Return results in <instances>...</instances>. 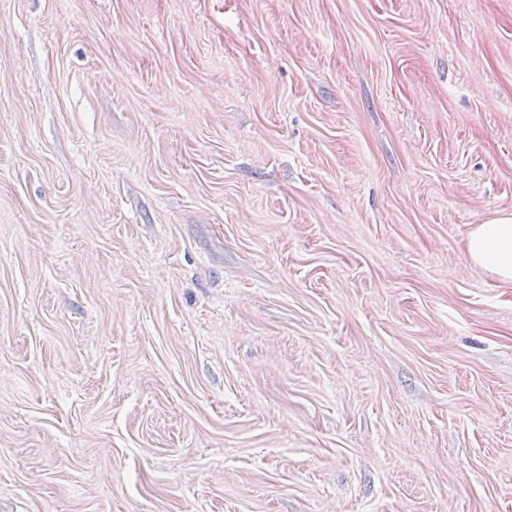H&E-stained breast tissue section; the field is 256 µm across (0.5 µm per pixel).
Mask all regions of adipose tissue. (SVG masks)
<instances>
[{"label":"adipose tissue","mask_w":512,"mask_h":512,"mask_svg":"<svg viewBox=\"0 0 512 512\" xmlns=\"http://www.w3.org/2000/svg\"><path fill=\"white\" fill-rule=\"evenodd\" d=\"M465 249L479 271L501 284H512V215H498L473 225L466 234Z\"/></svg>","instance_id":"adipose-tissue-1"}]
</instances>
